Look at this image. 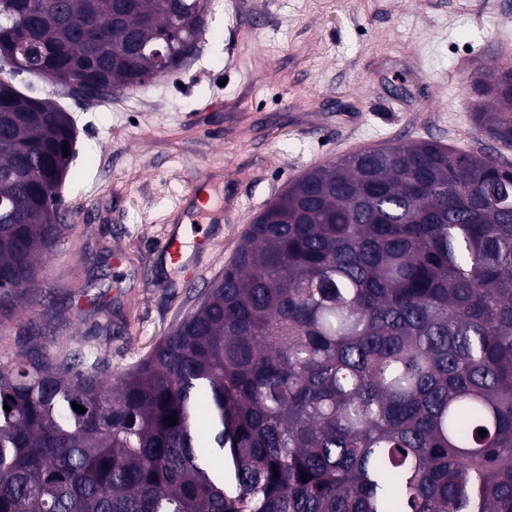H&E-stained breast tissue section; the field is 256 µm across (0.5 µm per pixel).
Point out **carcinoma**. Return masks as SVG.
<instances>
[{"label":"carcinoma","instance_id":"1","mask_svg":"<svg viewBox=\"0 0 512 512\" xmlns=\"http://www.w3.org/2000/svg\"><path fill=\"white\" fill-rule=\"evenodd\" d=\"M205 6L0 0V42L27 34V68L0 53V316L68 229L73 125L15 77L143 84ZM115 18L92 48L72 25ZM158 41L163 61L136 50ZM473 90L488 145L393 143L289 182L117 382L36 349L0 364V512H512V207L490 196L512 197V66Z\"/></svg>","mask_w":512,"mask_h":512}]
</instances>
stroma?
<instances>
[{"mask_svg":"<svg viewBox=\"0 0 512 512\" xmlns=\"http://www.w3.org/2000/svg\"><path fill=\"white\" fill-rule=\"evenodd\" d=\"M183 67L95 101L29 75L15 85L72 118L69 229L37 300L0 320V363L82 351L104 382L137 365L220 276L265 205L305 171L367 147H481L475 76L512 65V0H209ZM224 214L201 266L157 245L189 180Z\"/></svg>","mask_w":512,"mask_h":512,"instance_id":"1","label":"stroma"}]
</instances>
